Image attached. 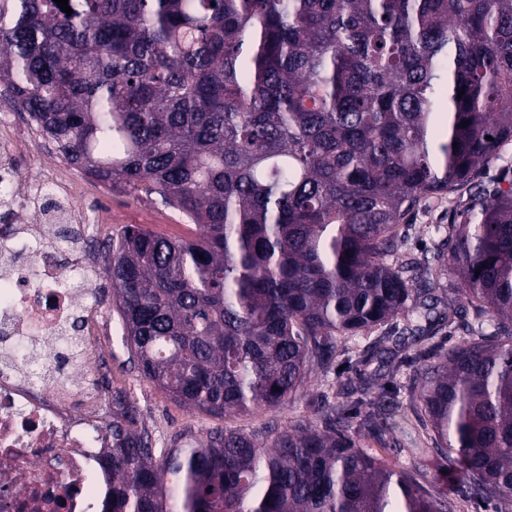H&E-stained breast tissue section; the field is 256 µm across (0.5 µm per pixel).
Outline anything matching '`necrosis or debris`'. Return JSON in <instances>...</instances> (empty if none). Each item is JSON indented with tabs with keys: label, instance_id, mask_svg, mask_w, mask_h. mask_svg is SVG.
I'll list each match as a JSON object with an SVG mask.
<instances>
[{
	"label": "necrosis or debris",
	"instance_id": "4bbe7bcc",
	"mask_svg": "<svg viewBox=\"0 0 512 512\" xmlns=\"http://www.w3.org/2000/svg\"><path fill=\"white\" fill-rule=\"evenodd\" d=\"M20 181L13 169L0 176V512H85L112 484L103 461L111 433L67 410L74 394L99 396L87 381L95 358L69 333L97 265L79 247L83 286L66 287L72 259L59 236L84 221L75 184H55L45 209Z\"/></svg>",
	"mask_w": 512,
	"mask_h": 512
}]
</instances>
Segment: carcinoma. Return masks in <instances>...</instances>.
Segmentation results:
<instances>
[{
	"label": "carcinoma",
	"mask_w": 512,
	"mask_h": 512,
	"mask_svg": "<svg viewBox=\"0 0 512 512\" xmlns=\"http://www.w3.org/2000/svg\"><path fill=\"white\" fill-rule=\"evenodd\" d=\"M0 0V86L66 162L157 196L199 228H127L104 275L138 371L212 416L276 407L337 342L403 317L396 358L456 303L493 317L408 386L430 440L414 468L460 464L512 509V188L478 192L437 265L398 255L428 193L475 186L512 142V0ZM464 90L457 96L458 90ZM469 124L460 126L461 121ZM460 276L443 284L445 267ZM356 433L382 439L379 400ZM105 512H452L350 435L216 429L161 451L113 397Z\"/></svg>",
	"instance_id": "obj_1"
}]
</instances>
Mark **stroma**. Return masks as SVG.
I'll return each instance as SVG.
<instances>
[{
    "mask_svg": "<svg viewBox=\"0 0 512 512\" xmlns=\"http://www.w3.org/2000/svg\"><path fill=\"white\" fill-rule=\"evenodd\" d=\"M10 112L15 124L24 129L29 150L33 156L30 164L22 166L20 173L25 178H51L61 174L65 161L53 146L39 138L30 129L25 115L16 111L12 100L0 94V113ZM84 195L81 203L88 211L84 225L85 233L93 243L117 238L126 227H137L167 238H190L196 235L195 225L186 223L173 210L144 196L115 190L91 177H83ZM472 195L461 191L452 195H430L414 208L403 221L406 235L402 253L417 260L433 258L448 238L449 225L458 223L460 215L469 207ZM87 319L92 332L86 343L100 359L96 379L102 394L104 413L112 411V395L123 391L139 412V424L151 434L156 447L168 448L195 440L215 428H232L252 431L269 427L284 430L297 424L320 428L310 402L317 394L326 395L329 402L350 404L357 395L353 388L366 383L369 390H376L378 383L392 379L400 385L401 391L393 405H390L391 430L383 441L372 442L373 453L390 462L407 466L409 460L404 452L409 435L424 436L425 431L416 420L404 386L409 373L416 368L415 359L419 347L405 349L401 358L404 365L399 373L379 367L377 362L360 367L353 364L355 354L371 346L381 336L387 335L388 326H375L366 332L342 339L328 371L316 373L312 385L299 391L287 403L267 409H260L249 416L227 415L214 417L204 412L180 406L152 381L141 375L130 360L122 329H109L108 320L113 316L112 288L108 280H101L97 294L84 301ZM417 481L426 489L447 491L454 508L453 512H493L490 505L467 497L462 486L442 474L440 469L431 467L420 471Z\"/></svg>",
    "mask_w": 512,
    "mask_h": 512,
    "instance_id": "obj_1",
    "label": "stroma"
}]
</instances>
